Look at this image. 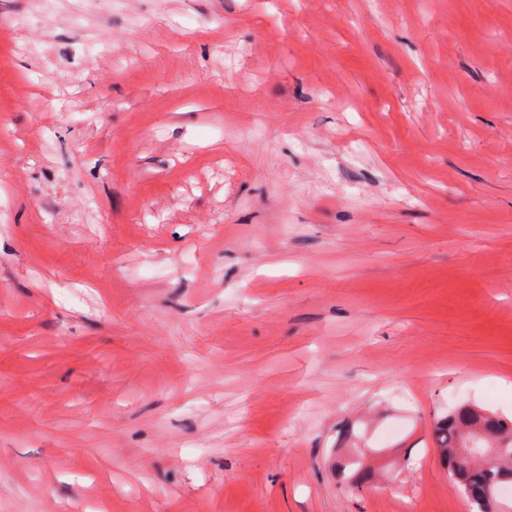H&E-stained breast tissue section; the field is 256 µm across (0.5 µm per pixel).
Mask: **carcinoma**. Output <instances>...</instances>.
Wrapping results in <instances>:
<instances>
[{"mask_svg":"<svg viewBox=\"0 0 512 512\" xmlns=\"http://www.w3.org/2000/svg\"><path fill=\"white\" fill-rule=\"evenodd\" d=\"M440 455L470 512H512V499L500 497L502 486L512 482V421L505 422L473 407H462L435 424ZM487 448L504 453L489 455ZM364 448H350L337 463L354 482L371 478L363 464Z\"/></svg>","mask_w":512,"mask_h":512,"instance_id":"obj_1","label":"carcinoma"}]
</instances>
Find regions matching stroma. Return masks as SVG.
Masks as SVG:
<instances>
[{"label": "stroma", "mask_w": 512, "mask_h": 512, "mask_svg": "<svg viewBox=\"0 0 512 512\" xmlns=\"http://www.w3.org/2000/svg\"><path fill=\"white\" fill-rule=\"evenodd\" d=\"M462 405L512 419V0H0V512H469ZM367 450L374 453L371 448H348L346 456L337 463L338 470L341 474L344 475L346 471L350 472L352 482L371 478V473L367 471L363 464Z\"/></svg>", "instance_id": "stroma-1"}]
</instances>
